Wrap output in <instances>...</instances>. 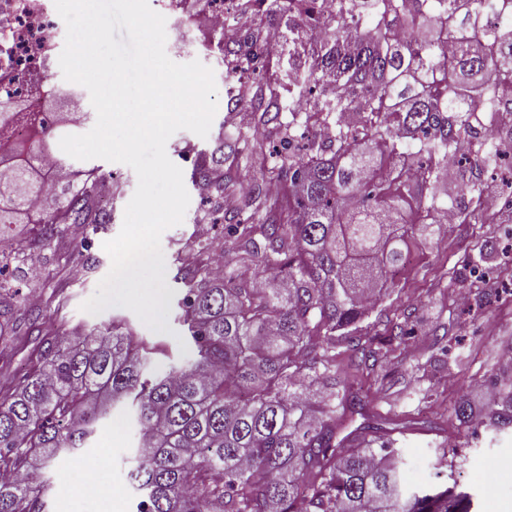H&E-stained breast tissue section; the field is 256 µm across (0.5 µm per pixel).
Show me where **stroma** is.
Segmentation results:
<instances>
[{
    "instance_id": "stroma-1",
    "label": "stroma",
    "mask_w": 512,
    "mask_h": 512,
    "mask_svg": "<svg viewBox=\"0 0 512 512\" xmlns=\"http://www.w3.org/2000/svg\"><path fill=\"white\" fill-rule=\"evenodd\" d=\"M166 34V52L173 61H201L213 70L216 84H223L224 56L212 50L210 34L192 28L183 13L167 16ZM327 49L324 42L288 41L266 59L259 80L286 91L297 77L320 63ZM217 100L220 108L207 137L181 130L166 144L168 157L184 174H191L199 149H215L250 130L253 102L243 103L230 126L223 110L225 93H218ZM73 165L98 168L103 177L111 179L112 197L107 206L110 223L83 237L65 232L60 248L43 251L41 279H30L25 266L9 265V285L44 296L65 286L70 296L67 317L88 330L106 328L117 317L125 319L140 336L158 346L152 359L154 372L190 361L193 351L178 339L183 329L176 314L168 316V332L158 333L123 307H111L96 315L82 311V303L95 293L111 268L102 245L119 233L137 176L131 167L103 159H77ZM186 189L190 204L184 220L165 230L160 241L166 282L171 287L168 299L173 304L180 298L181 285L175 276L181 256L194 250L197 241L220 236L218 227L203 221L214 206L212 198L194 184H187ZM490 208L496 212L495 222L442 224L436 243L412 248L392 295L364 322L368 331L380 333L387 317L405 309L413 313V334L403 345L400 363L391 366L387 375L374 374L361 382L368 401L366 414L383 426L399 424L406 428L397 446L402 452L401 474L411 488L432 481L443 447L462 442L454 417L456 403L464 399L473 411H482L486 402L481 395L487 392L489 380L512 379V364L503 358L505 352H512V254L504 250L512 243V209L503 200L484 199L478 210L483 213ZM85 237L92 240L91 253L96 259L90 267L83 265L78 254ZM484 274L495 285L496 301L489 308L475 303L477 278ZM40 363L35 337L17 336L12 343L1 342L0 388H6L18 370ZM136 438L129 407L114 409L111 417L100 421L89 447L61 455L53 463L49 512H134L127 471ZM467 444L465 460L455 462L453 471L457 481L473 494L477 512H512V431L495 434L484 430ZM81 457L101 459L104 468L95 485H87L82 471L75 469Z\"/></svg>"
}]
</instances>
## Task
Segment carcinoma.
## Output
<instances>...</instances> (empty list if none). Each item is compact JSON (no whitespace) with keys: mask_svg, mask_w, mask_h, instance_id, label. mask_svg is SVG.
I'll list each match as a JSON object with an SVG mask.
<instances>
[{"mask_svg":"<svg viewBox=\"0 0 512 512\" xmlns=\"http://www.w3.org/2000/svg\"><path fill=\"white\" fill-rule=\"evenodd\" d=\"M325 27L335 45L297 87L313 111L333 119L328 141L292 152L293 136L269 152L267 180L238 198L237 173L207 156L192 183L221 200L210 214L240 264L258 258L263 278L235 269L217 277L200 262L179 269L180 320L194 358L163 374L148 369V347L120 321L97 332L63 316L66 297L14 304L0 297V329L33 335L42 313L58 316L41 339L42 365L0 395V512H48L49 480L40 470L95 437L119 405L134 412L137 445L128 477L136 512H472L458 483L408 492L396 439L359 425L341 435L347 414L363 409L351 374L373 372L401 356L409 316L384 335L360 326L390 294L409 251L425 241L448 207L441 176L448 161L467 177L469 202L483 197V168L497 151L480 136L486 104L512 102V0H331ZM501 22L487 28L484 16ZM460 40L450 57L448 38ZM263 46L245 38L228 50L230 100L261 86L244 80ZM0 165V224H27L43 202L34 240L15 239L25 259L59 245L57 225L109 223L99 207L96 169L57 195L36 177L22 143ZM288 186L272 198L267 183ZM419 199L421 225L402 223ZM349 352L336 368V349ZM487 407L454 409L465 434L512 430V381L493 382Z\"/></svg>","mask_w":512,"mask_h":512,"instance_id":"1","label":"carcinoma"}]
</instances>
